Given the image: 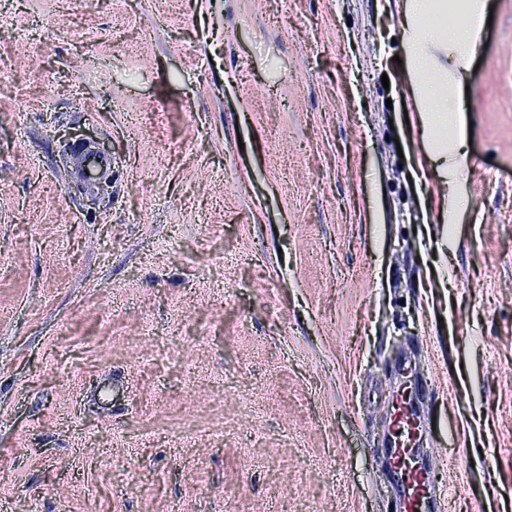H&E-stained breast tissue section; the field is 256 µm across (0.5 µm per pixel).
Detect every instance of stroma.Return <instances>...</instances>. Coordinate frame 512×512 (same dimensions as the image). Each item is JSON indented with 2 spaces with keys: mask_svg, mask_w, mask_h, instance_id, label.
<instances>
[{
  "mask_svg": "<svg viewBox=\"0 0 512 512\" xmlns=\"http://www.w3.org/2000/svg\"><path fill=\"white\" fill-rule=\"evenodd\" d=\"M437 182L386 0H0V512H512V0ZM112 171L77 178L76 144ZM398 399L390 416V430L382 453L389 465L393 482L398 487L404 512L442 511L444 495L436 481L432 466L427 467L421 448H417L421 415L420 404L424 389L411 384ZM400 431L399 435L396 432Z\"/></svg>",
  "mask_w": 512,
  "mask_h": 512,
  "instance_id": "1",
  "label": "stroma"
}]
</instances>
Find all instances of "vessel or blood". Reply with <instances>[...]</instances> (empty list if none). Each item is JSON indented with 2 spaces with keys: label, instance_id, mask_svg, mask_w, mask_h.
<instances>
[{
  "label": "vessel or blood",
  "instance_id": "1",
  "mask_svg": "<svg viewBox=\"0 0 512 512\" xmlns=\"http://www.w3.org/2000/svg\"><path fill=\"white\" fill-rule=\"evenodd\" d=\"M81 156L87 179H96L110 167L109 160L92 148H82ZM423 393V388L415 385L401 394L390 417L391 433L382 450L392 479L401 493L404 512H441L444 503L435 470L425 464L418 446Z\"/></svg>",
  "mask_w": 512,
  "mask_h": 512
}]
</instances>
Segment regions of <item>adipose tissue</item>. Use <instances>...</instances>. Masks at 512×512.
I'll list each match as a JSON object with an SVG mask.
<instances>
[{
	"label": "adipose tissue",
	"mask_w": 512,
	"mask_h": 512,
	"mask_svg": "<svg viewBox=\"0 0 512 512\" xmlns=\"http://www.w3.org/2000/svg\"><path fill=\"white\" fill-rule=\"evenodd\" d=\"M401 18L400 43L408 60L402 82L412 97L428 150L416 176L437 173L442 186H459L468 159L462 152L471 115L462 102L472 61L484 41L487 0H396ZM459 15L460 27L438 33L434 19ZM449 88L450 96H429L431 83Z\"/></svg>",
	"instance_id": "1"
}]
</instances>
